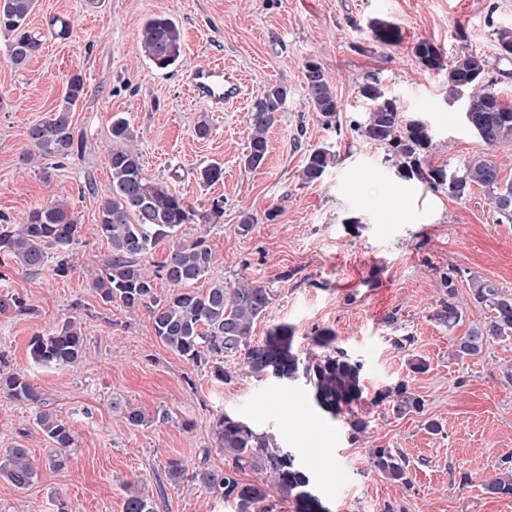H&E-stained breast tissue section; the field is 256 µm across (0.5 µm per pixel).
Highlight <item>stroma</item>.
Segmentation results:
<instances>
[{"instance_id": "1", "label": "stroma", "mask_w": 512, "mask_h": 512, "mask_svg": "<svg viewBox=\"0 0 512 512\" xmlns=\"http://www.w3.org/2000/svg\"><path fill=\"white\" fill-rule=\"evenodd\" d=\"M154 15L176 21L184 38L183 62L166 70L154 68L138 42ZM55 17L69 21L70 40L47 38L23 69L10 66L0 34V213L18 223L60 197L79 213L82 229L66 276L49 265L36 276L15 268L0 275V300L17 295L33 309L28 316L0 312V355L5 372L24 374L67 421L76 446L66 470L50 468L53 446L35 424L36 406L0 395V451L22 444L38 470L24 490L0 479V512H123L131 486L155 502L156 512H234L217 492L158 485L172 459L190 469L203 459L223 466L216 421L224 414L273 436L310 468L329 512H512V497L484 489L512 458V381L502 373L512 365V337L476 357L452 355L457 339L484 317L469 304L472 275L512 296V223H496L480 188L459 201L401 180L390 152L364 143L354 129L366 111L360 88L376 78L407 117L431 126L433 164L453 168L486 157L512 180V145L485 144L465 123L460 103L450 102L445 76L425 71L413 53L426 39L449 61L465 50L483 55L500 99L512 105V59L501 58L497 41L498 30L512 27V0H37L30 25L44 31ZM375 20L401 28L403 39L390 52L372 38ZM309 59L336 88L334 127L307 100L302 66ZM219 60L244 75L250 99L212 112L190 99L188 75ZM74 74L87 87L71 112L80 145L46 183L21 161L25 132L58 109ZM279 81L290 93L268 133L267 160L244 170L250 101ZM116 115L139 134L149 175L199 210L224 200V215L207 238L215 261L197 290L213 281H265L275 300L253 337L288 324L302 357L316 333L332 330L336 348L363 365L365 394L354 414L320 413L300 382L217 381L164 346L146 310L104 303L93 292L89 274L110 251L97 224L99 199L110 191ZM204 116L211 133L202 139L195 127ZM318 147L333 152L335 162L318 183H302L301 168ZM213 162L224 179L202 186L196 171ZM245 211L255 218L247 231L240 226ZM450 272L468 306L451 331L435 317ZM69 317L85 336V361L59 369L33 363L31 337ZM405 336L411 344L397 346ZM414 356L427 360L428 371L408 370ZM400 381L423 399L421 413L398 419L374 404L378 390ZM116 400L152 416L153 424L129 426L113 410ZM164 413L168 422L158 423ZM355 415L368 421L366 433L350 428ZM432 421L440 431L429 430ZM375 447L404 456L408 485L372 468Z\"/></svg>"}]
</instances>
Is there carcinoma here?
I'll list each match as a JSON object with an SVG mask.
<instances>
[{
    "label": "carcinoma",
    "mask_w": 512,
    "mask_h": 512,
    "mask_svg": "<svg viewBox=\"0 0 512 512\" xmlns=\"http://www.w3.org/2000/svg\"><path fill=\"white\" fill-rule=\"evenodd\" d=\"M36 0H0L3 30L10 34V46L18 53L9 63L23 69L43 46L44 34L30 29L29 17ZM373 39L389 49L401 41L398 27L376 22ZM138 41L144 57L159 70L176 65L183 56V39L177 23L155 16L141 26ZM414 55L422 67L434 74L446 73L448 97L466 98L471 106L469 127L491 147L512 143V106L499 99L487 78V61L476 52L460 54L451 65L445 64L443 52L434 43L421 40ZM304 83L318 117L332 124L340 110L332 81L322 66L313 61L303 65ZM85 95L83 78L72 75L62 105L48 119L28 128L31 145L23 163L42 160L39 173L44 182L51 180L46 161L65 158L75 150L71 112ZM288 85L270 84L252 103L247 113L251 135L248 151L242 157L244 169H259L268 155L267 133L286 110ZM367 102V112L356 125L359 137L373 145L392 149L398 176L418 179L433 191H442L457 200L466 198L472 187L489 197L496 221L512 223V182L501 178L498 165L488 159L464 162L449 172L433 164L427 155L432 134L426 121L403 115L396 98L388 95L374 79L360 88ZM137 134L123 117L112 119V150L108 160L111 171L109 195L99 203L98 233L110 244V255L91 276V288L105 303L117 302L130 310L145 309L157 338L170 350L197 368H209L213 377L226 384L241 375L277 381L305 380L311 400L317 408L333 416L352 411L363 400L362 366L347 353L332 347L335 334L324 330L313 337L312 351L305 358L293 352V328L288 324L272 326L261 340H252L255 321L265 317L274 300V291L261 281L246 280L236 286L213 282L202 293L192 285L205 278L214 262L207 244L208 227L224 215V200L214 198L203 212L163 182L145 172ZM333 164V154L326 148L312 150L302 168L301 180L314 184ZM198 179L211 186L224 177L223 168L211 163L197 172ZM184 224H198L202 231L195 240L178 239ZM82 224L65 200L53 198L28 212L21 224L0 223V267L11 264L29 275H38L55 260L54 272L65 276L71 268L70 251L79 240ZM169 240L172 249L154 275L145 271L142 260L154 246ZM446 298L440 301L436 319L448 328L459 325L464 311L457 299L454 274L444 276ZM473 304L485 310L482 321L472 325L455 345L459 358L481 354L491 340L512 333V297L502 293L493 282L470 278ZM30 355L34 362L47 367L78 364L85 355L84 336L76 319L68 318L47 335L31 338ZM244 352L240 363L224 365ZM0 394L22 404L39 408L36 424L53 443L49 465L59 471L70 462L74 447L73 429L54 412L44 408L38 391L23 374L0 376ZM375 404H388L397 417L422 411V399L401 381L379 392ZM123 418L133 427L144 426L150 418L140 409L122 407ZM219 447L224 452V467L204 465L190 471L178 460H171L164 473L168 481L182 486L199 485L217 492L234 507V512H274L270 501L277 494L295 504V512H324L323 503L309 490L310 477L295 455L279 447L269 436L259 433L243 421L224 414L216 422ZM373 468L392 483L408 485L406 463L391 448H374L370 455ZM264 474L261 480L243 479L249 471ZM38 475L27 449L15 445L0 454V479L17 489L33 484ZM488 493L512 496V460L502 461L498 472L485 483ZM124 512H155V503L138 491L129 492Z\"/></svg>",
    "instance_id": "1"
}]
</instances>
